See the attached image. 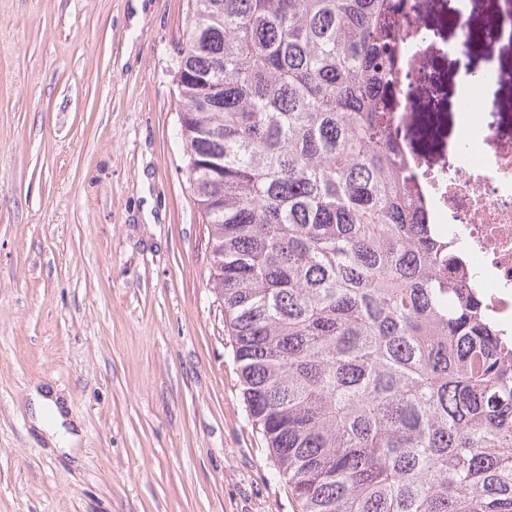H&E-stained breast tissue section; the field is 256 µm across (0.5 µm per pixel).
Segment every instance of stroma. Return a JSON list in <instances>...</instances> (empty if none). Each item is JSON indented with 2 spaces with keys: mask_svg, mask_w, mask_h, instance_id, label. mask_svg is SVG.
Masks as SVG:
<instances>
[{
  "mask_svg": "<svg viewBox=\"0 0 512 512\" xmlns=\"http://www.w3.org/2000/svg\"><path fill=\"white\" fill-rule=\"evenodd\" d=\"M191 11L0 0V512H293L246 417L175 137ZM45 387L74 455L32 422Z\"/></svg>",
  "mask_w": 512,
  "mask_h": 512,
  "instance_id": "obj_1",
  "label": "stroma"
}]
</instances>
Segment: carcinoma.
I'll use <instances>...</instances> for the list:
<instances>
[{
    "label": "carcinoma",
    "mask_w": 512,
    "mask_h": 512,
    "mask_svg": "<svg viewBox=\"0 0 512 512\" xmlns=\"http://www.w3.org/2000/svg\"><path fill=\"white\" fill-rule=\"evenodd\" d=\"M395 0H194L179 138L296 512H512V347L391 136Z\"/></svg>",
    "instance_id": "cac0c4a2"
}]
</instances>
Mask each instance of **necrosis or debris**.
Masks as SVG:
<instances>
[{
  "mask_svg": "<svg viewBox=\"0 0 512 512\" xmlns=\"http://www.w3.org/2000/svg\"><path fill=\"white\" fill-rule=\"evenodd\" d=\"M394 41V82L391 129L411 158L417 186L428 201L433 221L463 251V265L476 286L485 310L502 334H512V147L502 145L498 132L484 115L498 106L484 98V109L471 111L477 91L501 82L504 72L497 49L504 36L512 37V0H492L486 27L475 24L467 0H401ZM448 14L462 49L480 46L488 67L480 76H463L456 112L459 138L451 155L433 156L416 149L413 131L419 115L428 113L436 125H445L435 94L430 65L436 55H447L448 40L432 18Z\"/></svg>",
  "mask_w": 512,
  "mask_h": 512,
  "instance_id": "necrosis-or-debris-1",
  "label": "necrosis or debris"
}]
</instances>
